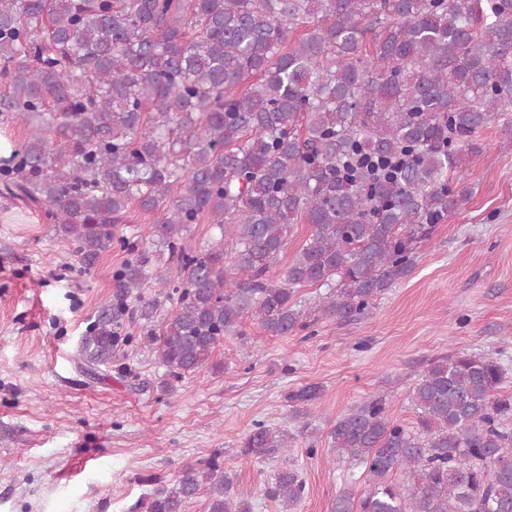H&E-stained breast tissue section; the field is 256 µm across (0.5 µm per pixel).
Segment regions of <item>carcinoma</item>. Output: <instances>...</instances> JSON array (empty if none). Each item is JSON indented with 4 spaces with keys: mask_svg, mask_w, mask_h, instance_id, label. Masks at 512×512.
<instances>
[{
    "mask_svg": "<svg viewBox=\"0 0 512 512\" xmlns=\"http://www.w3.org/2000/svg\"><path fill=\"white\" fill-rule=\"evenodd\" d=\"M0 86V123L28 126L0 158L4 192L48 206L86 269L133 208L157 215L152 238L177 263V309L161 320L142 290L168 278L145 253L124 263L81 337L84 370L112 362L134 297L179 380L246 319L273 336L355 321L410 274L467 200L465 154L512 112V0H0ZM300 223L311 233L279 272ZM190 224L220 235L192 250ZM312 285L330 288L314 319L294 302ZM501 382L489 359L441 356L414 387L416 428L382 398L337 417L332 447L368 486L339 491L332 512H512ZM288 444L257 423L240 448ZM305 489L285 470L266 494L293 512ZM202 490L208 512H251L218 455L156 490L149 512H182Z\"/></svg>",
    "mask_w": 512,
    "mask_h": 512,
    "instance_id": "carcinoma-1",
    "label": "carcinoma"
}]
</instances>
